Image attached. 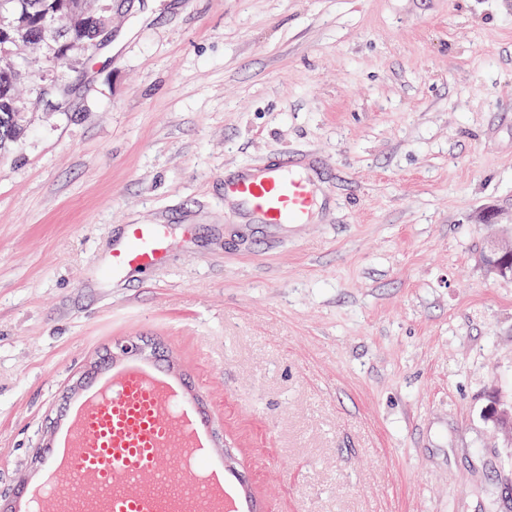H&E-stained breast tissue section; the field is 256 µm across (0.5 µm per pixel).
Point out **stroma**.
Instances as JSON below:
<instances>
[{
	"instance_id": "35a3bbf8",
	"label": "stroma",
	"mask_w": 512,
	"mask_h": 512,
	"mask_svg": "<svg viewBox=\"0 0 512 512\" xmlns=\"http://www.w3.org/2000/svg\"><path fill=\"white\" fill-rule=\"evenodd\" d=\"M98 42L0 154V506L139 338L263 512H512V0H112ZM295 155L312 222L239 223L225 173ZM174 250L167 224H127L122 241L112 246L104 273L112 280L133 272L151 274L169 261ZM491 268L503 278H511L512 276V243L507 246H494L490 249Z\"/></svg>"
}]
</instances>
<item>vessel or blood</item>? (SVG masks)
Wrapping results in <instances>:
<instances>
[{
  "label": "vessel or blood",
  "mask_w": 512,
  "mask_h": 512,
  "mask_svg": "<svg viewBox=\"0 0 512 512\" xmlns=\"http://www.w3.org/2000/svg\"><path fill=\"white\" fill-rule=\"evenodd\" d=\"M224 198L241 218L281 229L308 223L318 203L314 182L294 162L266 163L225 178ZM175 249L165 224H129L115 244L104 272L119 280L130 273H153ZM178 392L145 364L122 365L98 390L82 400L68 419L60 448L49 457L47 479H70L93 488L75 508L64 492L57 512H239L223 471L208 473L200 502H192L163 464L169 454L194 449L204 455L202 420L192 410L180 418L169 413Z\"/></svg>",
  "instance_id": "b4317fda"
}]
</instances>
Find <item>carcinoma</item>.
Returning <instances> with one entry per match:
<instances>
[{
	"label": "carcinoma",
	"mask_w": 512,
	"mask_h": 512,
	"mask_svg": "<svg viewBox=\"0 0 512 512\" xmlns=\"http://www.w3.org/2000/svg\"><path fill=\"white\" fill-rule=\"evenodd\" d=\"M7 2L12 14V38L37 49L48 50V62L56 70L69 67L72 62L68 45L74 41L92 43L98 38V16L85 15L74 24L68 23L71 0H0ZM55 18L62 26L57 40L61 44L53 49L51 41L39 36L44 21ZM15 96L14 80L7 70L0 69V150L14 142L24 129L22 119L10 108Z\"/></svg>",
	"instance_id": "carcinoma-1"
}]
</instances>
